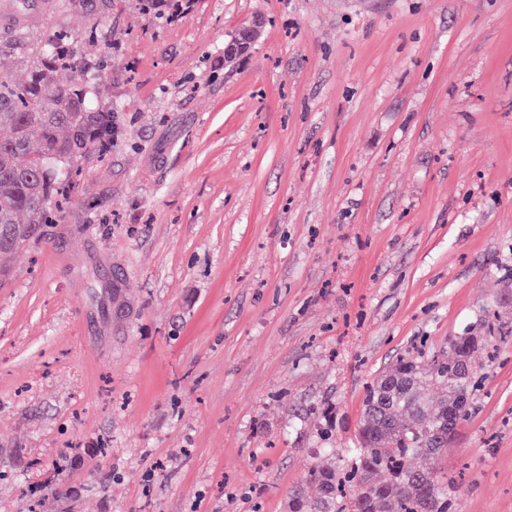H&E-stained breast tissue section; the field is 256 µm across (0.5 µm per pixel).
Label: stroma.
Listing matches in <instances>:
<instances>
[{
    "label": "stroma",
    "mask_w": 512,
    "mask_h": 512,
    "mask_svg": "<svg viewBox=\"0 0 512 512\" xmlns=\"http://www.w3.org/2000/svg\"><path fill=\"white\" fill-rule=\"evenodd\" d=\"M94 17L112 147L0 278V512H288L374 376L469 333L496 357L456 512H512V0H75L26 30Z\"/></svg>",
    "instance_id": "35a3bbf8"
}]
</instances>
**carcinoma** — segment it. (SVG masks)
Instances as JSON below:
<instances>
[{"instance_id": "obj_1", "label": "carcinoma", "mask_w": 512, "mask_h": 512, "mask_svg": "<svg viewBox=\"0 0 512 512\" xmlns=\"http://www.w3.org/2000/svg\"><path fill=\"white\" fill-rule=\"evenodd\" d=\"M182 0H140L149 14L176 15ZM27 42V77L13 80L0 55V275L20 246L44 224L57 222L56 199L71 191L72 167L93 147L112 146V110L97 105L102 69L79 47L68 51L48 34ZM60 68L70 81L56 79ZM486 336H456L448 353L425 366L405 354L368 385L354 448H333L336 465L311 467L313 499L299 489L288 512H452L459 486L438 466L468 420L478 387L473 354Z\"/></svg>"}]
</instances>
